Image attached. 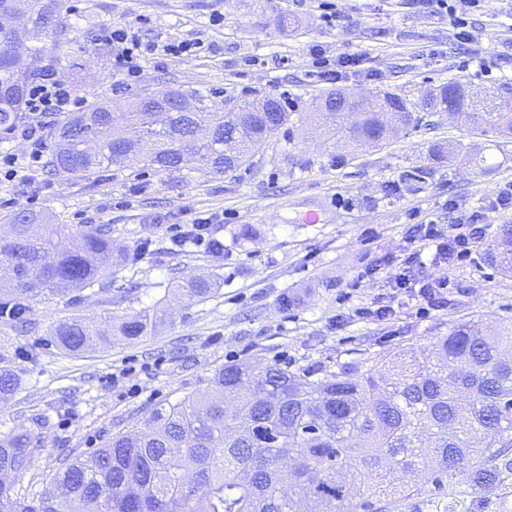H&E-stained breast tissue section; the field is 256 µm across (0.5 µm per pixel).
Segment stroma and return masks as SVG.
Listing matches in <instances>:
<instances>
[{"instance_id": "stroma-1", "label": "stroma", "mask_w": 512, "mask_h": 512, "mask_svg": "<svg viewBox=\"0 0 512 512\" xmlns=\"http://www.w3.org/2000/svg\"><path fill=\"white\" fill-rule=\"evenodd\" d=\"M333 2L341 14L334 28L322 19V0H73L71 62L60 76L78 94L192 88L219 107L285 94L293 116L249 169L224 175L133 176L116 168L86 181L41 168L32 182H0V215L27 210L57 224L101 226L115 246L112 273L100 283L39 302L25 322L0 318V367L19 376L15 395L0 403V434L25 428L35 437L18 494L40 491L60 460L99 447L160 405L205 392L227 362H275L316 379L344 365L368 370L390 350L433 346L458 322L512 319V274L489 264L481 247L450 270L448 303L429 317L407 306L381 322L355 313L389 302L393 290L374 265L400 259L409 225L447 224L449 200L463 213H482L486 241L512 225V207L495 203L512 184V157H501L492 136L473 134L448 113L424 112L383 145L356 148L308 120L317 96L336 88L357 99L387 92L411 99L451 81L474 91L512 81V0H484L469 14L467 47L447 16L417 0ZM124 24L151 42L202 47L145 58L128 83L112 64L115 47L95 40L99 28ZM346 52L362 59L343 68L338 83L314 74V55L333 62ZM450 143L480 149L493 169L449 165L437 149ZM419 166L429 171L425 188L403 190L402 174ZM310 210L320 223H304ZM194 213L214 216L223 255L173 251L175 225ZM143 240L145 255L127 259ZM199 275L219 281V294L179 302L174 286ZM144 309L160 316L147 335L116 336L79 354L50 341L60 319L116 322Z\"/></svg>"}]
</instances>
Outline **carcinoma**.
<instances>
[{"instance_id": "obj_1", "label": "carcinoma", "mask_w": 512, "mask_h": 512, "mask_svg": "<svg viewBox=\"0 0 512 512\" xmlns=\"http://www.w3.org/2000/svg\"><path fill=\"white\" fill-rule=\"evenodd\" d=\"M29 21L28 54L0 64V132L24 112L28 87L68 66L71 43L66 0H0L1 12ZM194 100V112L152 111L137 95L116 103L95 101L84 112H66L55 123L46 165L62 176L96 179L114 165L136 173L173 174L189 155L200 170L226 174L249 165L273 134L290 122L288 104L268 96L270 112L240 100L218 112L207 96L177 90ZM124 120L129 148L113 152L112 107ZM359 106L361 122L336 126L356 145L379 144L412 122L417 103L396 94L376 95ZM457 112L477 135L512 138V82L472 97L459 84L427 95L420 106ZM428 171L403 174L415 189ZM11 232L0 236V257L12 272L0 284V310L21 320L30 303L88 288L112 269V239L100 228L39 224L19 211ZM486 259L512 273V252L488 248ZM188 303L205 301L215 284L177 286ZM150 313L120 320L117 330L143 335ZM99 335L96 321L73 317L54 326L57 347L86 349ZM18 374L0 368V401L18 389ZM34 436L25 429L0 437V512H403L424 488L448 498V512H512V322L485 327L455 325L427 355L389 352L365 372L342 367L311 380L276 363L232 362L208 390L155 409L127 432L88 455L64 460L48 486L28 499L16 480L32 464Z\"/></svg>"}]
</instances>
